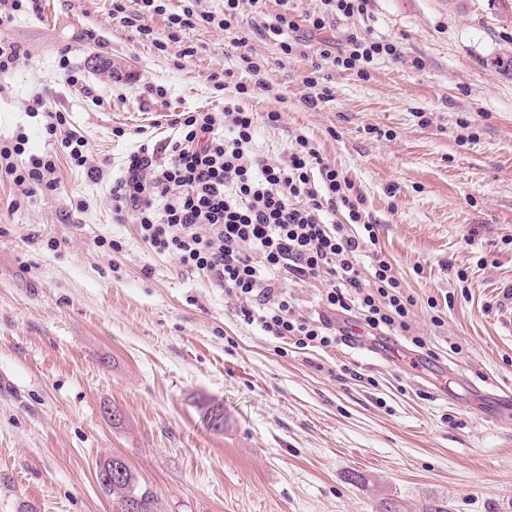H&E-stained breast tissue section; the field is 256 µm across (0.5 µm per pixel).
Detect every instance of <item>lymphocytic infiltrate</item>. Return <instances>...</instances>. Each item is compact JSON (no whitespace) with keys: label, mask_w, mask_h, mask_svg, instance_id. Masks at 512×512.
<instances>
[{"label":"lymphocytic infiltrate","mask_w":512,"mask_h":512,"mask_svg":"<svg viewBox=\"0 0 512 512\" xmlns=\"http://www.w3.org/2000/svg\"><path fill=\"white\" fill-rule=\"evenodd\" d=\"M127 1L113 0V18L147 36L148 20L166 14L174 43L200 23L228 29L240 5L224 0L220 14L190 5L169 14L159 0H131V9ZM396 53L393 43L354 30L343 48H325L319 56L334 69L361 71L380 55ZM44 113L47 134L60 139L72 163L101 179V170L87 164L83 137L67 128L61 113ZM258 121L230 101L220 112L180 114L171 139L140 145L128 155L124 175L113 179L116 223L136 224L145 242L204 274L237 301L242 322L280 343L328 352L356 326L372 338L409 333L416 300L380 254L362 195L305 138H296L287 162L269 161L256 148ZM21 151L18 143L0 148V174L57 192L55 157L33 156L20 167L13 157ZM339 209L346 223L328 222L327 211ZM313 282L322 289L315 308L306 311L289 288Z\"/></svg>","instance_id":"obj_1"}]
</instances>
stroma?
Segmentation results:
<instances>
[{
	"label": "stroma",
	"mask_w": 512,
	"mask_h": 512,
	"mask_svg": "<svg viewBox=\"0 0 512 512\" xmlns=\"http://www.w3.org/2000/svg\"><path fill=\"white\" fill-rule=\"evenodd\" d=\"M292 8L286 37L305 51L287 57L259 32L280 0H241L231 28L201 25L180 44L165 15L148 38L122 26L112 0H39L0 30L24 55L0 86V144L26 138L20 166L55 154L61 185L43 194L0 178V512H118L96 480L112 455L152 491L154 512H377L383 498L403 512H512V405L501 402L512 396V76L490 64L512 53V26L487 0H369L320 31L322 0ZM353 29L396 56L364 79L324 69L329 96L310 107L320 50ZM242 37L271 86L244 106L282 115L258 123L259 148L282 163L305 136L363 195L417 301L419 367L349 344L279 356L223 290L114 223L110 185L126 156L171 138L179 113L221 111L236 91L215 90L210 72L250 82ZM64 49L88 93L59 69ZM158 85L161 100L148 93ZM48 112L83 136L103 180L47 134ZM345 364L360 379H340ZM444 366L465 377L447 396L430 380Z\"/></svg>",
	"instance_id": "obj_1"
}]
</instances>
